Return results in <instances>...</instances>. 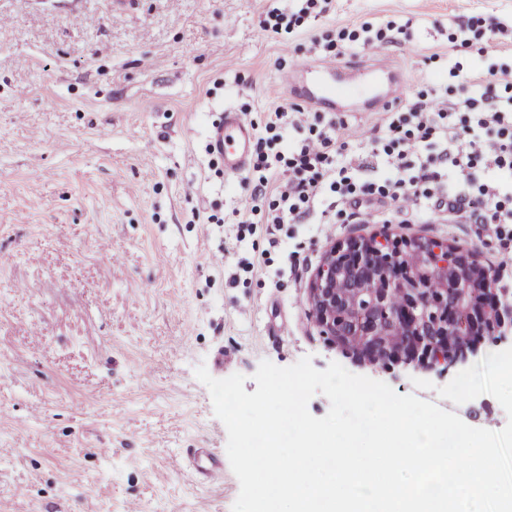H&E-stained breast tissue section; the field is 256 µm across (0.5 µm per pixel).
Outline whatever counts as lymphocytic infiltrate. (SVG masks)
Instances as JSON below:
<instances>
[{
    "label": "lymphocytic infiltrate",
    "mask_w": 512,
    "mask_h": 512,
    "mask_svg": "<svg viewBox=\"0 0 512 512\" xmlns=\"http://www.w3.org/2000/svg\"><path fill=\"white\" fill-rule=\"evenodd\" d=\"M455 89L433 90L388 106L371 152L383 172L360 178L363 162L349 119L299 104L269 112L243 179L258 224H319L362 204L412 202L424 221L442 212L452 224H495L512 249V70L452 68Z\"/></svg>",
    "instance_id": "obj_1"
}]
</instances>
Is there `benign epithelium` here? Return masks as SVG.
<instances>
[{"label":"benign epithelium","instance_id":"benign-epithelium-1","mask_svg":"<svg viewBox=\"0 0 512 512\" xmlns=\"http://www.w3.org/2000/svg\"><path fill=\"white\" fill-rule=\"evenodd\" d=\"M476 249L373 233L331 245L309 287V316L331 347L390 371L448 374L487 342L512 343V290Z\"/></svg>","mask_w":512,"mask_h":512}]
</instances>
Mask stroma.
Segmentation results:
<instances>
[{
    "label": "stroma",
    "instance_id": "1",
    "mask_svg": "<svg viewBox=\"0 0 512 512\" xmlns=\"http://www.w3.org/2000/svg\"><path fill=\"white\" fill-rule=\"evenodd\" d=\"M297 0H0V512H232L240 485L195 369L245 375L261 361L348 371L502 429L498 401L439 399L449 376L388 373L328 347L308 315L325 250L390 231L481 250L512 288V253L491 224H426L374 206L350 224H273L238 238L250 192L206 153L225 108L263 125L304 103L282 75L312 39L409 24L381 48L410 95L449 83L453 65L512 67L451 42L460 24L512 22V0H332L289 33L259 24ZM159 61L158 69L143 65ZM223 216L201 230L202 218ZM120 261H113L112 251ZM431 381L415 388L414 379ZM224 471L200 483L185 449Z\"/></svg>",
    "mask_w": 512,
    "mask_h": 512
}]
</instances>
